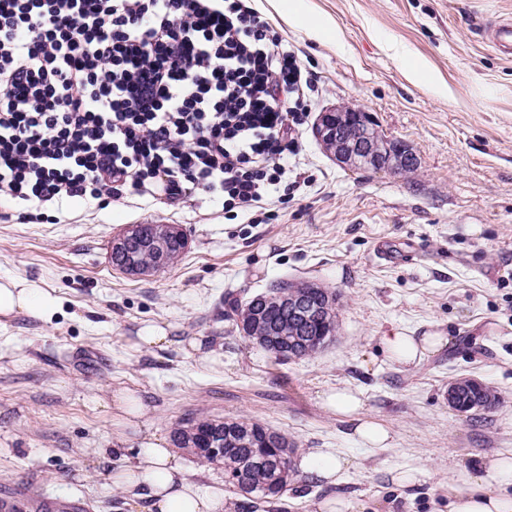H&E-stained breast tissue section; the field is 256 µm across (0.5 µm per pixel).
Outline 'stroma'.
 <instances>
[{"label": "stroma", "instance_id": "obj_1", "mask_svg": "<svg viewBox=\"0 0 512 512\" xmlns=\"http://www.w3.org/2000/svg\"><path fill=\"white\" fill-rule=\"evenodd\" d=\"M252 5L309 70L312 118L364 109L410 145L418 168L342 167L308 123L288 161L299 186L270 224L225 223L202 194L68 199L34 222L0 200V278L39 283L60 304L50 320L0 319V495L23 490L17 512L40 498L72 512H147L146 498L108 478L138 457L136 433L106 408L121 388L145 392L146 424L168 437L191 419L233 417L281 431L301 454L335 449L350 461L335 486L348 512H448L452 470L512 452V59L484 39L512 17V0H300L335 38L288 21L275 0ZM132 224L179 225L188 250L171 268L123 274L109 245ZM381 241L408 260L376 258ZM283 279L335 289L339 332L311 357L278 362L227 311ZM153 324L176 345L135 348ZM394 329L449 343L406 367L378 350ZM190 339L202 350L183 353ZM460 377L492 387L499 405L478 419L453 410L448 386ZM343 388L361 392L391 447L368 454L323 407L322 393ZM398 468L427 476L400 495Z\"/></svg>", "mask_w": 512, "mask_h": 512}]
</instances>
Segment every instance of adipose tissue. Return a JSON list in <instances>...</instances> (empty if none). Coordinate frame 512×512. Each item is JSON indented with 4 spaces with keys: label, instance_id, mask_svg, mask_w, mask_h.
Masks as SVG:
<instances>
[{
    "label": "adipose tissue",
    "instance_id": "obj_1",
    "mask_svg": "<svg viewBox=\"0 0 512 512\" xmlns=\"http://www.w3.org/2000/svg\"><path fill=\"white\" fill-rule=\"evenodd\" d=\"M58 309L53 293L19 278H0V317L52 318ZM444 336L414 338L394 331L381 336L380 350L404 365H415L447 344ZM324 405L347 419L351 436L369 452L391 447L390 431L378 422L361 418L363 401L358 393L339 390L322 394ZM149 409L143 395L128 389L112 394V411L119 424L139 431L140 461L131 468L111 473L113 486L127 492L145 493L148 512H234L233 500L223 491L201 485L181 462L166 437L143 431ZM448 512H512V453L483 457L473 469H462L448 487Z\"/></svg>",
    "mask_w": 512,
    "mask_h": 512
}]
</instances>
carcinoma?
Listing matches in <instances>:
<instances>
[{
    "label": "carcinoma",
    "mask_w": 512,
    "mask_h": 512,
    "mask_svg": "<svg viewBox=\"0 0 512 512\" xmlns=\"http://www.w3.org/2000/svg\"><path fill=\"white\" fill-rule=\"evenodd\" d=\"M188 248L180 233L156 245L150 225L138 237L112 249V267L143 275L173 266ZM339 295L304 281H279L245 303H231V314L244 337L278 361L310 357L326 348L338 333ZM501 401L491 387L466 379L453 391L452 404L462 413L479 415ZM177 448H193L203 463L224 467V481L240 500L238 512H275L295 475L297 442L258 422L203 418L174 429Z\"/></svg>",
    "instance_id": "1"
}]
</instances>
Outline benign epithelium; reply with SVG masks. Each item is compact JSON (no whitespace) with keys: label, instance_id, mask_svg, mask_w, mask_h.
Wrapping results in <instances>:
<instances>
[{"label":"benign epithelium","instance_id":"benign-epithelium-1","mask_svg":"<svg viewBox=\"0 0 512 512\" xmlns=\"http://www.w3.org/2000/svg\"><path fill=\"white\" fill-rule=\"evenodd\" d=\"M314 131L319 140L332 142L333 157L343 166L395 174L414 161L412 149L402 141L383 152L373 118L362 109L340 107L322 112Z\"/></svg>","mask_w":512,"mask_h":512}]
</instances>
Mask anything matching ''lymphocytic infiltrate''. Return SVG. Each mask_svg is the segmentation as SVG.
<instances>
[{
    "label": "lymphocytic infiltrate",
    "instance_id": "lymphocytic-infiltrate-1",
    "mask_svg": "<svg viewBox=\"0 0 512 512\" xmlns=\"http://www.w3.org/2000/svg\"><path fill=\"white\" fill-rule=\"evenodd\" d=\"M310 89L251 0H0V199L201 192L270 223Z\"/></svg>",
    "mask_w": 512,
    "mask_h": 512
}]
</instances>
